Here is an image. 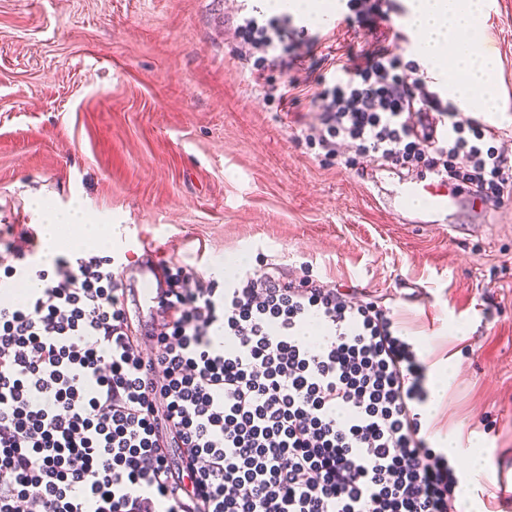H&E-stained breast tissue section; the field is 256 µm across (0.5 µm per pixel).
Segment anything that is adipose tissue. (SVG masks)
Masks as SVG:
<instances>
[{
	"instance_id": "obj_1",
	"label": "adipose tissue",
	"mask_w": 512,
	"mask_h": 512,
	"mask_svg": "<svg viewBox=\"0 0 512 512\" xmlns=\"http://www.w3.org/2000/svg\"><path fill=\"white\" fill-rule=\"evenodd\" d=\"M407 8L403 23L420 35L416 55L421 64L432 71L451 73L448 92L463 110L493 111L494 66L491 54L480 46L485 0H407ZM34 212L49 248L58 247L69 224L85 227L77 247L103 249L108 244L101 225L92 223L81 203H71L67 210L57 212L38 202Z\"/></svg>"
}]
</instances>
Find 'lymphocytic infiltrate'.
Instances as JSON below:
<instances>
[{
	"instance_id": "f902f5d3",
	"label": "lymphocytic infiltrate",
	"mask_w": 512,
	"mask_h": 512,
	"mask_svg": "<svg viewBox=\"0 0 512 512\" xmlns=\"http://www.w3.org/2000/svg\"><path fill=\"white\" fill-rule=\"evenodd\" d=\"M238 58L287 78L321 32L231 17ZM296 143L378 166H420L482 200L512 197L493 127L461 117L420 66L379 46L336 58ZM0 512H458L456 468L429 445L428 367L390 309L278 270L226 282L176 267L150 355L127 332L109 255L30 262L0 240Z\"/></svg>"
}]
</instances>
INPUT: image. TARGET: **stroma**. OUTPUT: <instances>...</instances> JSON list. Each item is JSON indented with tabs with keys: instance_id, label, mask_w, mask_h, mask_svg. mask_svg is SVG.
Instances as JSON below:
<instances>
[{
	"instance_id": "obj_1",
	"label": "stroma",
	"mask_w": 512,
	"mask_h": 512,
	"mask_svg": "<svg viewBox=\"0 0 512 512\" xmlns=\"http://www.w3.org/2000/svg\"><path fill=\"white\" fill-rule=\"evenodd\" d=\"M250 0H0V235L28 238L30 201L81 200L116 262L156 242L164 266L223 279L270 264L390 308L442 400L425 411L433 448L455 437L459 512H504L512 469V199L463 233L417 223L385 198L403 171L346 167L295 143L331 56L392 46L407 12L336 28L288 108L237 59L226 19ZM484 46L498 109L479 113L512 152V0H490Z\"/></svg>"
}]
</instances>
